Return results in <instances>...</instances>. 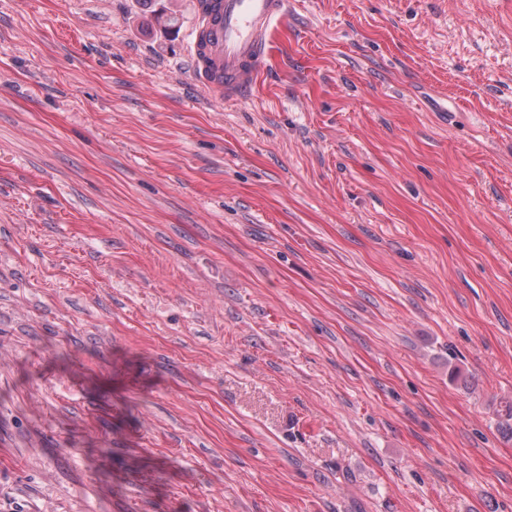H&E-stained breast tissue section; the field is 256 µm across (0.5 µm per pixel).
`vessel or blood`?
Wrapping results in <instances>:
<instances>
[{
  "mask_svg": "<svg viewBox=\"0 0 512 512\" xmlns=\"http://www.w3.org/2000/svg\"><path fill=\"white\" fill-rule=\"evenodd\" d=\"M288 0H206L194 7L190 76L204 92L241 102L261 72Z\"/></svg>",
  "mask_w": 512,
  "mask_h": 512,
  "instance_id": "b4317fda",
  "label": "vessel or blood"
}]
</instances>
